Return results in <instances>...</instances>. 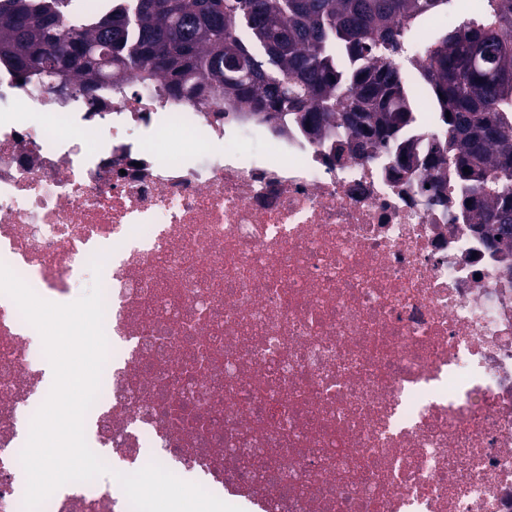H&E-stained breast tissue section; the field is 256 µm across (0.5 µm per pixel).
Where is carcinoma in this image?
Masks as SVG:
<instances>
[{
    "mask_svg": "<svg viewBox=\"0 0 512 512\" xmlns=\"http://www.w3.org/2000/svg\"><path fill=\"white\" fill-rule=\"evenodd\" d=\"M0 0V64L86 87L159 75L191 102L234 95L316 138L338 124L362 158L395 150L391 175L453 166L456 204L487 243L512 250V0H482L433 34L411 80L412 38L453 0ZM425 86L448 139L418 123Z\"/></svg>",
    "mask_w": 512,
    "mask_h": 512,
    "instance_id": "carcinoma-1",
    "label": "carcinoma"
}]
</instances>
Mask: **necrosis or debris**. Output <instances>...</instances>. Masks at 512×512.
Segmentation results:
<instances>
[{
	"label": "necrosis or debris",
	"mask_w": 512,
	"mask_h": 512,
	"mask_svg": "<svg viewBox=\"0 0 512 512\" xmlns=\"http://www.w3.org/2000/svg\"><path fill=\"white\" fill-rule=\"evenodd\" d=\"M50 86L0 66V263L65 304L105 254L106 464L243 512H512V276L454 200L293 126L225 150L241 101ZM35 333L0 295V512L51 389ZM41 512L131 507L106 474Z\"/></svg>",
	"instance_id": "4bbe7bcc"
}]
</instances>
